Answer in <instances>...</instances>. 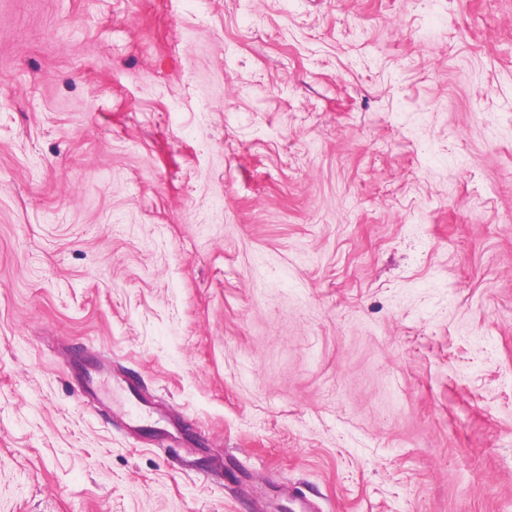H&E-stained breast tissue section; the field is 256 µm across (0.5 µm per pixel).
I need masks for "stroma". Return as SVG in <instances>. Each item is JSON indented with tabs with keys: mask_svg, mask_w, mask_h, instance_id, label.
Returning <instances> with one entry per match:
<instances>
[{
	"mask_svg": "<svg viewBox=\"0 0 512 512\" xmlns=\"http://www.w3.org/2000/svg\"><path fill=\"white\" fill-rule=\"evenodd\" d=\"M512 512V0H0V512Z\"/></svg>",
	"mask_w": 512,
	"mask_h": 512,
	"instance_id": "35a3bbf8",
	"label": "stroma"
}]
</instances>
